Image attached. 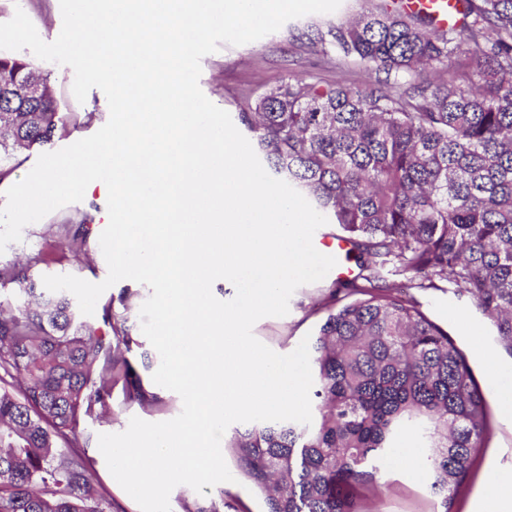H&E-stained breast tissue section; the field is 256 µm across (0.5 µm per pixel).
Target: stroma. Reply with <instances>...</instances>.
<instances>
[{
    "instance_id": "stroma-1",
    "label": "stroma",
    "mask_w": 512,
    "mask_h": 512,
    "mask_svg": "<svg viewBox=\"0 0 512 512\" xmlns=\"http://www.w3.org/2000/svg\"><path fill=\"white\" fill-rule=\"evenodd\" d=\"M18 8L28 15L42 40L51 42L58 37L62 26L59 0H0V23L10 20ZM360 8L359 0H342L335 12L290 20L278 31L245 45H222L219 51L206 55L201 61V90L216 106L234 115L248 100L288 74L302 76L309 73L324 85L356 86L370 81V74L361 64L314 49L299 36L307 26H325L351 16ZM39 66L50 72L64 111L95 115L92 122L61 131L55 142L56 148H64L74 140L94 134L107 122L109 107L101 89H91L84 102H77L72 93L74 73L70 67L44 60ZM106 210V195L96 192L49 213L24 228L21 241L10 243L0 253V264L29 261L41 247L51 242L50 225L63 223L71 214L80 211L96 219L91 226L94 240L88 258L78 260L68 255L51 266L42 267L41 272L45 275L70 274L92 283L102 282L108 275V267L98 238L105 225L98 222L97 217ZM414 296L427 316L447 331L463 351L486 392L490 436L468 481L459 488L455 501V512H476L482 495L488 490L490 475L498 470L512 472V417L500 413L496 388L490 382L485 364L487 356H494L500 367L501 381L511 380L512 352L497 343L492 322L481 314L468 294L451 287L444 291L418 290ZM323 303L319 284L301 286L292 295L286 316L260 319L253 327V333L276 353L289 354L306 334L314 331L321 319L319 309ZM158 393L164 399L163 405L143 408L126 403L122 388H114V417L89 420L83 427L96 435L119 433L127 428L134 416L149 422L175 418L182 409L180 397L163 387ZM400 445L417 449V462L399 461L384 465L382 479L364 489L359 502L360 512H434V499L427 490L430 474L426 451L420 450L418 440L410 433L402 436Z\"/></svg>"
}]
</instances>
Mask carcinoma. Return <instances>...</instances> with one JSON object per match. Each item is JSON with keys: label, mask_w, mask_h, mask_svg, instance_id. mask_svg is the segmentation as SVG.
<instances>
[{"label": "carcinoma", "mask_w": 512, "mask_h": 512, "mask_svg": "<svg viewBox=\"0 0 512 512\" xmlns=\"http://www.w3.org/2000/svg\"><path fill=\"white\" fill-rule=\"evenodd\" d=\"M462 11L460 26L437 29L375 3L312 26L311 45L384 78L353 87L286 76L237 113L267 167L338 226L360 268L327 289L309 345L312 424L256 422L228 440L267 512H358L403 431L428 448L437 512H453L489 437L485 392L462 350L384 276L453 284L512 352V0H462ZM36 69L0 50V183L79 120L54 92L31 102L4 93ZM56 228L59 245L36 262L58 261L59 247L88 255L86 215ZM139 298L124 288L83 320L33 265H0V512H111L80 425L112 414L118 384L129 402H163L143 385L152 356L127 317ZM226 508L222 498L182 504Z\"/></svg>", "instance_id": "cac0c4a2"}]
</instances>
